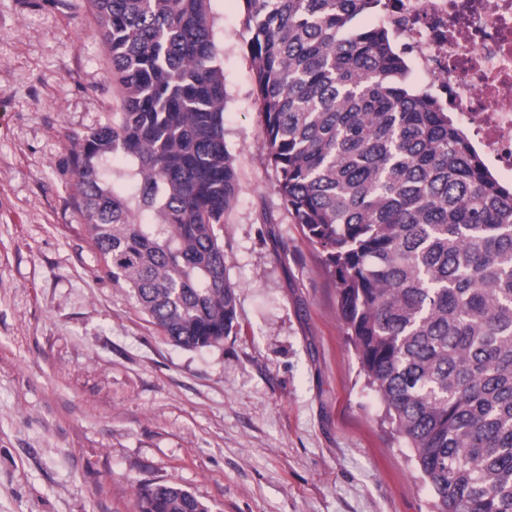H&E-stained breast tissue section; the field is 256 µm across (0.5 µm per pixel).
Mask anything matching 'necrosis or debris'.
I'll list each match as a JSON object with an SVG mask.
<instances>
[{
  "label": "necrosis or debris",
  "instance_id": "1",
  "mask_svg": "<svg viewBox=\"0 0 512 512\" xmlns=\"http://www.w3.org/2000/svg\"><path fill=\"white\" fill-rule=\"evenodd\" d=\"M373 20L389 28L415 83L512 183V0H383Z\"/></svg>",
  "mask_w": 512,
  "mask_h": 512
}]
</instances>
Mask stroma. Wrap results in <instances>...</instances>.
Returning <instances> with one entry per match:
<instances>
[{
	"mask_svg": "<svg viewBox=\"0 0 512 512\" xmlns=\"http://www.w3.org/2000/svg\"><path fill=\"white\" fill-rule=\"evenodd\" d=\"M208 11L240 329L185 349L112 283L78 209L74 146L119 109L90 0H0V512H137L158 481L210 512H432L273 189L242 0Z\"/></svg>",
	"mask_w": 512,
	"mask_h": 512,
	"instance_id": "stroma-1",
	"label": "stroma"
}]
</instances>
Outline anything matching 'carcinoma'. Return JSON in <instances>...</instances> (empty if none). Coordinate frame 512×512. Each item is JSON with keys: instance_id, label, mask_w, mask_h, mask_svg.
<instances>
[{"instance_id": "obj_1", "label": "carcinoma", "mask_w": 512, "mask_h": 512, "mask_svg": "<svg viewBox=\"0 0 512 512\" xmlns=\"http://www.w3.org/2000/svg\"><path fill=\"white\" fill-rule=\"evenodd\" d=\"M207 2L91 0L122 112L74 149L106 275L186 348L238 326L219 234L237 173ZM381 2L243 0L262 146L435 512H512V186L409 81L390 32L357 24ZM118 157L135 163L129 196ZM138 512L209 508L164 482Z\"/></svg>"}]
</instances>
